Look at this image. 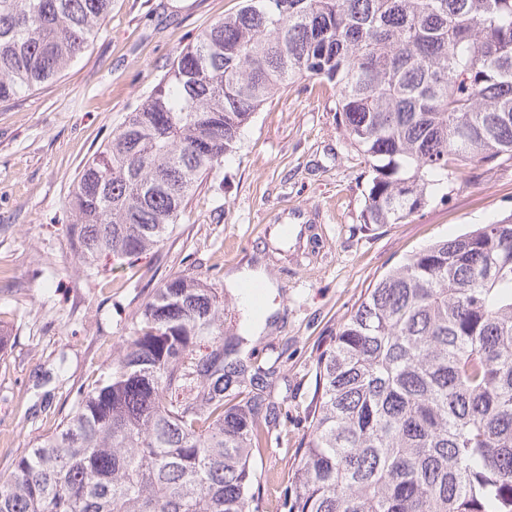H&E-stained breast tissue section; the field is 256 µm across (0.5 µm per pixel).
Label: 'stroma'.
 Instances as JSON below:
<instances>
[{"label": "stroma", "instance_id": "1", "mask_svg": "<svg viewBox=\"0 0 512 512\" xmlns=\"http://www.w3.org/2000/svg\"><path fill=\"white\" fill-rule=\"evenodd\" d=\"M243 0H112L100 33L58 77L0 102V476L51 432L78 391L112 365L132 320L175 275L224 302V329L248 313L229 273L263 267L272 327L250 341L283 414L262 455L274 512L305 434L315 365L367 288L409 254L512 212V166L449 185L402 224L362 220L368 176L336 121V92L302 79L253 115L235 152L189 201L164 245L83 272L68 239L73 188L180 51ZM304 222L315 239L297 259L271 251L277 224Z\"/></svg>", "mask_w": 512, "mask_h": 512}]
</instances>
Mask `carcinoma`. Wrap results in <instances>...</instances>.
I'll return each instance as SVG.
<instances>
[{
  "instance_id": "carcinoma-1",
  "label": "carcinoma",
  "mask_w": 512,
  "mask_h": 512,
  "mask_svg": "<svg viewBox=\"0 0 512 512\" xmlns=\"http://www.w3.org/2000/svg\"><path fill=\"white\" fill-rule=\"evenodd\" d=\"M112 0H0V101L53 80ZM319 78L402 224L465 170L512 163V0H246L82 170L86 271L172 233L251 115ZM196 278L167 280L112 372L0 478V512H260L282 407ZM286 512H512V212L381 275L320 355Z\"/></svg>"
}]
</instances>
